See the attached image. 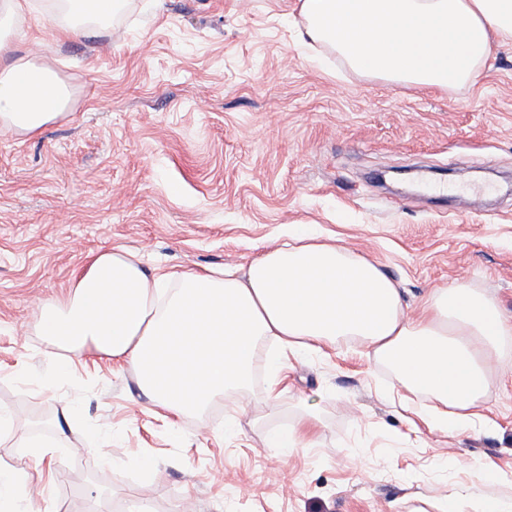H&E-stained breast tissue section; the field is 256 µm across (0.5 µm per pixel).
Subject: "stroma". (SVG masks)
<instances>
[{
  "label": "stroma",
  "instance_id": "1",
  "mask_svg": "<svg viewBox=\"0 0 512 512\" xmlns=\"http://www.w3.org/2000/svg\"><path fill=\"white\" fill-rule=\"evenodd\" d=\"M33 2L14 44L71 100L38 136L0 129V468L37 476L23 512H412L455 482L512 496V345L492 426L443 436L379 395L394 378L356 342L286 354L276 394L258 367L246 394L171 423L133 367L36 332L92 254L170 274L245 264L296 224L379 263L407 314L463 283L512 315V45L468 86H395L301 46L298 0H125L64 41ZM309 412L312 448L265 447Z\"/></svg>",
  "mask_w": 512,
  "mask_h": 512
}]
</instances>
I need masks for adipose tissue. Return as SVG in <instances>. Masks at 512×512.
I'll return each mask as SVG.
<instances>
[{"mask_svg": "<svg viewBox=\"0 0 512 512\" xmlns=\"http://www.w3.org/2000/svg\"><path fill=\"white\" fill-rule=\"evenodd\" d=\"M58 29L110 25L121 0H64ZM29 0H0V127L36 136L63 117L68 87L49 64L18 55L10 36ZM300 41L328 46L354 72L439 89L474 81L494 44H512V0H300ZM38 332L79 354L131 365L156 413L205 409L243 392L263 341L279 372L281 349L322 353L365 346L403 388L430 398L429 430L482 429L491 364L512 341L495 298L458 285L432 289L408 316L397 284L368 257L311 225L244 265L159 274L125 249L94 254L66 296L45 304ZM432 512H512L511 499L453 484Z\"/></svg>", "mask_w": 512, "mask_h": 512, "instance_id": "obj_1", "label": "adipose tissue"}]
</instances>
